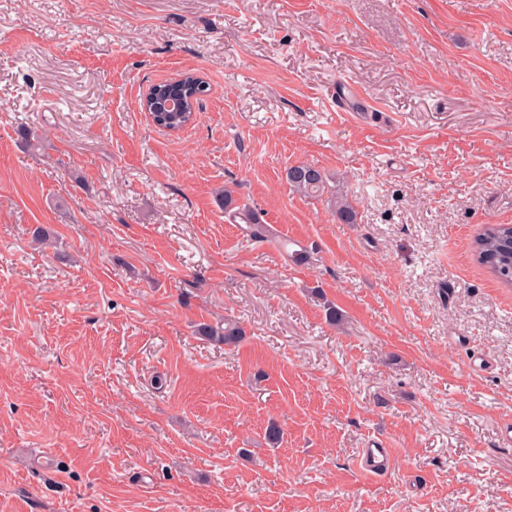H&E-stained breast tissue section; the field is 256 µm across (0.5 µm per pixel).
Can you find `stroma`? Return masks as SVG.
<instances>
[{
    "label": "stroma",
    "mask_w": 512,
    "mask_h": 512,
    "mask_svg": "<svg viewBox=\"0 0 512 512\" xmlns=\"http://www.w3.org/2000/svg\"><path fill=\"white\" fill-rule=\"evenodd\" d=\"M187 73L209 92L172 134L141 101ZM487 224L512 0H0V512H512ZM226 318L239 347L195 335ZM287 179L295 190L311 196H321L327 188V179L322 171L311 165L290 167ZM374 448H363L364 469L371 474L386 472L391 464V450L384 448L380 442L371 444Z\"/></svg>",
    "instance_id": "stroma-1"
}]
</instances>
